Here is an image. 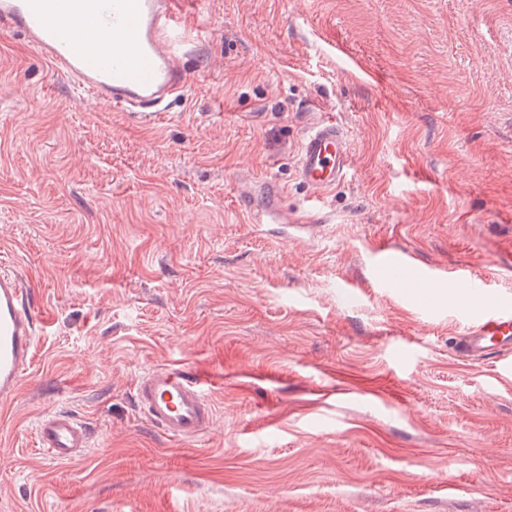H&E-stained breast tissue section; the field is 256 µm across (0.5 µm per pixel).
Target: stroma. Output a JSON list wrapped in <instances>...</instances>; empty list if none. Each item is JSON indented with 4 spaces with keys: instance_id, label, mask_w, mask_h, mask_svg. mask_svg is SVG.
<instances>
[{
    "instance_id": "1",
    "label": "stroma",
    "mask_w": 512,
    "mask_h": 512,
    "mask_svg": "<svg viewBox=\"0 0 512 512\" xmlns=\"http://www.w3.org/2000/svg\"><path fill=\"white\" fill-rule=\"evenodd\" d=\"M181 13L189 83L150 123L0 27V263L51 315L0 408V512H512V352L454 351L467 276L512 300V0ZM320 120L353 164L312 236L247 221L268 182L308 205ZM159 366L215 379L197 439L135 408ZM54 409L75 461L35 446ZM35 437L41 454L58 462L74 461L91 446L85 424L67 411L44 413L35 425Z\"/></svg>"
}]
</instances>
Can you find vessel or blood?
Instances as JSON below:
<instances>
[{
    "label": "vessel or blood",
    "instance_id": "obj_1",
    "mask_svg": "<svg viewBox=\"0 0 512 512\" xmlns=\"http://www.w3.org/2000/svg\"><path fill=\"white\" fill-rule=\"evenodd\" d=\"M81 23L99 25L124 43L118 57H91L75 34ZM0 25L21 33L74 88L92 98L106 97L140 120L154 121L173 94L185 87L180 60L189 53L175 0H0ZM344 128L333 121L315 124L302 140L298 180L321 199L351 167ZM23 279L0 271V404L14 401L47 323ZM512 347V303L485 301L466 330L460 353L478 360ZM212 381L175 367L145 373L135 387V402L147 421L176 441L204 434L213 421ZM37 446L48 459L62 462L90 448L85 424L66 411L44 413L35 425Z\"/></svg>",
    "mask_w": 512,
    "mask_h": 512
}]
</instances>
